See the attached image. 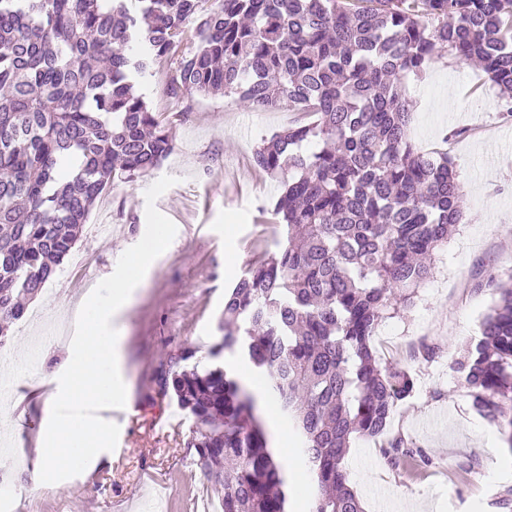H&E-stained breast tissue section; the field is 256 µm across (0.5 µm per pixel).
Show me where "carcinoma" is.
Segmentation results:
<instances>
[{"mask_svg":"<svg viewBox=\"0 0 512 512\" xmlns=\"http://www.w3.org/2000/svg\"><path fill=\"white\" fill-rule=\"evenodd\" d=\"M0 0V339L78 241L116 176L157 168L170 127L135 76L177 57L173 91L233 96L250 110L286 103L312 117L263 141L255 167L282 179L279 249L224 299V336L298 437L318 493L310 512H362L344 467L355 437L384 436L411 396L409 370L382 367L371 339L431 273L425 259L463 212L446 152L416 149L401 81L438 58L477 62L512 116V0ZM200 18L194 47L186 21ZM142 51L132 57L129 46ZM456 364L472 406L512 450V283ZM183 349L157 394L195 420L186 447L223 490V512H286V476L254 395ZM391 463L429 459L402 438Z\"/></svg>","mask_w":512,"mask_h":512,"instance_id":"1","label":"carcinoma"}]
</instances>
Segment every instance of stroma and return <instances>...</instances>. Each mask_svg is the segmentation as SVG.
Wrapping results in <instances>:
<instances>
[{
  "mask_svg": "<svg viewBox=\"0 0 512 512\" xmlns=\"http://www.w3.org/2000/svg\"><path fill=\"white\" fill-rule=\"evenodd\" d=\"M172 62L156 65L137 89L150 110L169 122L173 150L150 173L115 181L92 207L61 272L29 301L0 344V448L20 449L16 487L0 512H197L208 491L186 443L195 427L176 399L160 397L155 376L169 355L196 352L200 368L237 364L211 356L221 340L224 296L259 257L282 239L273 205L277 178L259 173L253 154L262 140L307 123L281 106L250 111L235 98L170 91ZM412 104L411 137L424 152L448 153L465 202V218L436 252L432 275L410 310L379 324L373 344L381 362L408 369L412 395L394 409L388 436L415 443L424 459L393 464L381 444L355 439L345 457L364 512H503L500 493L512 488V449L498 428L474 413L455 369L465 344L479 334L493 298L490 277L512 273V117L490 105L492 87L480 67L445 56L405 80ZM178 182L156 201L177 234L112 324L122 338V377L130 401L112 462L67 479L64 489L31 490L28 470L38 451L43 398H31L39 378L57 372L67 344L53 337L87 289L110 276L122 253L143 237L146 190L163 176ZM433 351L417 358L420 346ZM288 478V512H308L316 485L297 459Z\"/></svg>",
  "mask_w": 512,
  "mask_h": 512,
  "instance_id": "1",
  "label": "stroma"
}]
</instances>
